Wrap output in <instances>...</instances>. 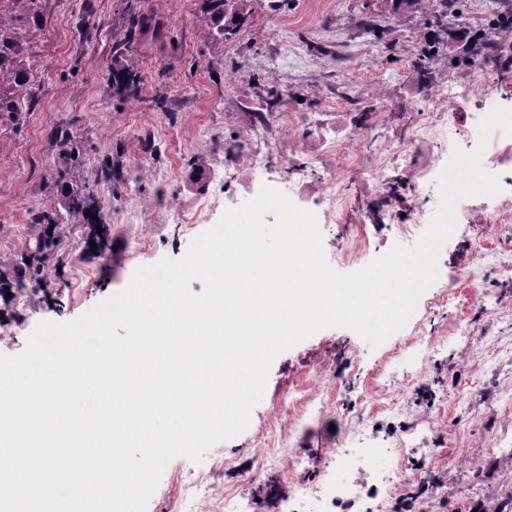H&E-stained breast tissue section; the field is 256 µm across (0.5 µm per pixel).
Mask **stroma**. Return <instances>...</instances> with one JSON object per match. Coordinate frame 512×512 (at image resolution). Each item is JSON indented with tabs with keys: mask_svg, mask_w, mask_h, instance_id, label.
<instances>
[{
	"mask_svg": "<svg viewBox=\"0 0 512 512\" xmlns=\"http://www.w3.org/2000/svg\"><path fill=\"white\" fill-rule=\"evenodd\" d=\"M44 30L32 70L29 112L0 123V273L13 275L32 233V214L45 199L64 208L65 197L86 190L108 228L102 247L95 226L67 216L58 257L46 269L48 286L0 299V356L22 353L44 321H74L123 291L139 267L180 260L190 244L224 213L271 187L318 215L330 267L351 273L386 254L402 238L396 225L368 226L369 248L355 261L341 227L323 220L321 195L329 171L309 173V189L282 183L283 161L306 163L320 142L336 145L337 161L373 155L385 136L411 135L430 90L446 87L444 111L455 113L452 140L496 144L505 131L479 125L494 110L512 111V65L493 55L449 68L457 44L441 38L427 68L415 60L437 21L392 0H257L252 21L229 42L203 38V0H45ZM141 27H133L135 19ZM383 29L375 39L370 27ZM122 59L138 77L124 100L112 90V65ZM272 76L283 92L266 105L258 80ZM368 112L374 131L360 142L336 135L338 115ZM291 115L318 133L285 148L267 140V175H237L226 142L256 124L275 129ZM83 149L84 164L46 196V176L57 166V129ZM111 158V181L97 177ZM213 206L183 232L174 208H192L200 195ZM459 238L448 240V269L418 298L407 323L378 347L346 327H327L277 355L247 428L214 444L195 462L165 465L146 512H188L182 473L204 488L233 491L236 512H278L277 493L317 478L335 456L331 482L348 485L354 471L399 464L408 477L387 512H478L491 495L512 490V277L486 263L469 272ZM450 285L447 303L436 300ZM438 340L432 353L408 347L417 335ZM321 401L320 415L281 431L289 389ZM422 424L419 447L399 461L369 451L392 446L409 422Z\"/></svg>",
	"mask_w": 512,
	"mask_h": 512,
	"instance_id": "35a3bbf8",
	"label": "stroma"
}]
</instances>
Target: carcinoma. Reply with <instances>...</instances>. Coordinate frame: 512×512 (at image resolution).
<instances>
[{
  "instance_id": "obj_1",
  "label": "carcinoma",
  "mask_w": 512,
  "mask_h": 512,
  "mask_svg": "<svg viewBox=\"0 0 512 512\" xmlns=\"http://www.w3.org/2000/svg\"><path fill=\"white\" fill-rule=\"evenodd\" d=\"M206 23L203 36L208 41L224 42L234 37L252 15L255 0H203ZM394 7L412 5L417 11L431 15L436 0H393ZM38 0H0V120L18 122L29 111L32 94L28 92L29 72L36 58L37 39L40 36L43 14ZM498 52L499 44L491 39L485 49L470 45L458 48L456 65H472L484 51ZM112 87L121 96H132L136 79L124 65L112 68ZM91 196L76 193L67 201L68 212L86 214L90 210ZM55 208L45 205L33 216L38 231L20 256V272L13 276L0 275V296L16 295L28 287L45 288V269L57 258L60 238L56 234L59 222L54 218ZM481 512H512V493L496 495Z\"/></svg>"
}]
</instances>
